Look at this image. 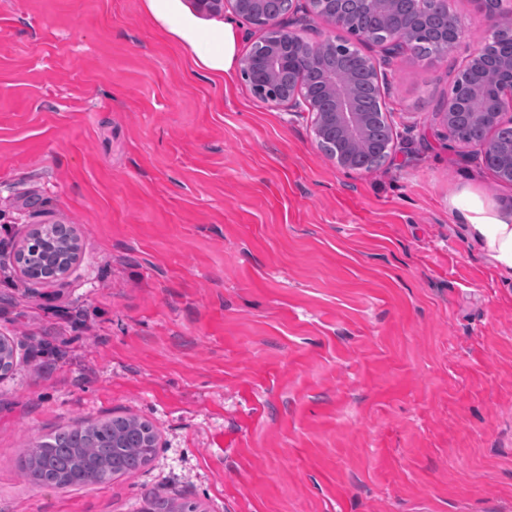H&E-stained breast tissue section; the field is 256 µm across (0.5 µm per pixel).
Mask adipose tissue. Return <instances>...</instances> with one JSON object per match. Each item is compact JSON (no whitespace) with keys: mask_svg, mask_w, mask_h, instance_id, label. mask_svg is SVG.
Returning <instances> with one entry per match:
<instances>
[{"mask_svg":"<svg viewBox=\"0 0 512 512\" xmlns=\"http://www.w3.org/2000/svg\"><path fill=\"white\" fill-rule=\"evenodd\" d=\"M179 33L194 42L201 66L231 72L237 52L236 36L232 26H225L218 45L197 39L192 22L180 18L176 21ZM462 212L473 241L490 261L496 272L512 280V214H505L486 206L479 198L469 197L454 201Z\"/></svg>","mask_w":512,"mask_h":512,"instance_id":"1","label":"adipose tissue"}]
</instances>
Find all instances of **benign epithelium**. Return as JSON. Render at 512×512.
I'll use <instances>...</instances> for the list:
<instances>
[{"label": "benign epithelium", "mask_w": 512, "mask_h": 512, "mask_svg": "<svg viewBox=\"0 0 512 512\" xmlns=\"http://www.w3.org/2000/svg\"><path fill=\"white\" fill-rule=\"evenodd\" d=\"M397 0H285L284 9L274 17L267 15L265 0H195L197 9L206 14H220L231 8L233 13L248 23L265 31L264 48L257 54L243 59L241 72L251 88L267 97L275 106L293 109L304 105L313 116V132L318 147L343 169L356 170V146L368 139L377 125L388 124L384 112H363L348 83L336 73V56L351 49L350 44L327 39L313 45L297 32L286 29L285 16L303 13L304 17L314 15L334 28L350 30L355 16L364 8L376 5L382 9L392 8ZM483 11L490 22L489 35L474 51L467 66L470 72L467 83L448 99L441 112L448 137L455 139L456 124L469 120L472 114L464 111L462 100L466 96H483L491 91L486 75L495 72L502 78L496 89L498 98L512 95V54L498 53V43L504 33H512V18L492 7V0H481ZM464 28L454 15H448L447 26L440 37V44L433 49L441 56L453 50L463 37ZM383 43L392 51H403L410 43V29L400 28L384 33ZM481 121L489 128L487 136L479 141L457 140L461 147L477 155L483 164L492 170L498 179L512 181V140L497 139L495 130L504 125L503 113L484 112ZM63 240L67 251L77 255V238L72 226L65 225L57 232L37 229L32 233L31 242L17 250L18 264L25 265L28 251L41 257L49 265L52 277L66 273L71 265L59 269L53 264V252L49 245ZM15 343L0 337V381L6 379L10 370L4 367L8 360L15 358Z\"/></svg>", "instance_id": "benign-epithelium-1"}]
</instances>
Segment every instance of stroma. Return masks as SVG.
I'll return each mask as SVG.
<instances>
[{"label":"stroma","mask_w":512,"mask_h":512,"mask_svg":"<svg viewBox=\"0 0 512 512\" xmlns=\"http://www.w3.org/2000/svg\"><path fill=\"white\" fill-rule=\"evenodd\" d=\"M441 57L379 60L390 158L341 169L312 116L199 66L169 19L263 32L193 0H0V512H512V281L451 199L512 212L440 112L484 41L476 0ZM70 224L79 258L23 277L16 250ZM138 416L136 473L33 487L18 454L58 427Z\"/></svg>","instance_id":"1"}]
</instances>
